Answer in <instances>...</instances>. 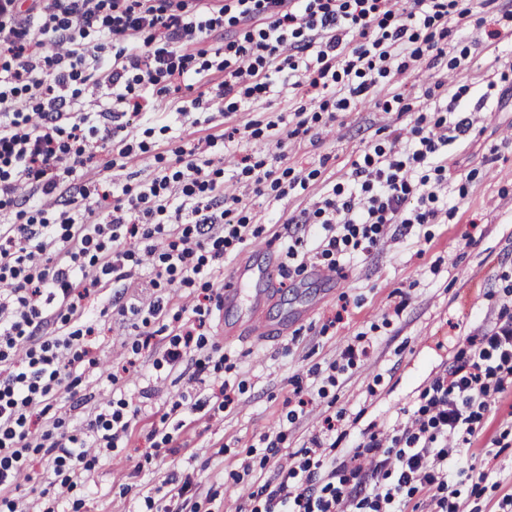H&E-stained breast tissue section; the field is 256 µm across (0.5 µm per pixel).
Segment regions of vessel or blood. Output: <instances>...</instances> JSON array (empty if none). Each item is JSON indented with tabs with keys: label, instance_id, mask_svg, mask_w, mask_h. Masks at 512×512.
Listing matches in <instances>:
<instances>
[{
	"label": "vessel or blood",
	"instance_id": "vessel-or-blood-1",
	"mask_svg": "<svg viewBox=\"0 0 512 512\" xmlns=\"http://www.w3.org/2000/svg\"><path fill=\"white\" fill-rule=\"evenodd\" d=\"M279 264L274 250L259 247L252 251L248 261L236 265L231 276L225 281L222 291V310L237 308L241 302H249L252 311H259L268 293L261 285L269 278L270 272Z\"/></svg>",
	"mask_w": 512,
	"mask_h": 512
}]
</instances>
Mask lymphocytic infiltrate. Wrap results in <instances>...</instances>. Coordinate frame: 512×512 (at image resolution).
Returning a JSON list of instances; mask_svg holds the SVG:
<instances>
[{
    "label": "lymphocytic infiltrate",
    "instance_id": "1",
    "mask_svg": "<svg viewBox=\"0 0 512 512\" xmlns=\"http://www.w3.org/2000/svg\"><path fill=\"white\" fill-rule=\"evenodd\" d=\"M455 0H0V493L52 457L60 485L91 471L98 450L131 436L140 407L104 401L82 434L65 419L38 424L60 392L97 362L91 296L103 282L133 280L151 260L154 288H188L192 306L164 357L180 365L202 349L206 314L221 305L218 273L258 235L241 197L224 193L219 153L232 131L216 128L176 147V160L138 185L114 186L108 170L146 143H123L99 161L118 130L107 118L132 113L145 124L189 108L237 112L281 77L320 109H346L378 90L379 79L446 53ZM224 53L203 44L224 29ZM224 89L184 102L180 91L208 74ZM108 89L107 108L88 112L87 82ZM471 127L455 115L418 116L394 147L354 162L350 184H333L303 211L306 236L291 259L308 254L336 269L352 252L377 249L390 224H433L429 188L444 177L448 147ZM93 206L63 209L66 191ZM512 387V317L469 341L458 363L433 382L407 421L386 437L370 434V469L326 470V417L309 447L277 463L272 480L237 512H406L419 490L430 512H462L455 478L494 474L465 456L483 413Z\"/></svg>",
    "mask_w": 512,
    "mask_h": 512
}]
</instances>
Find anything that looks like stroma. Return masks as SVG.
I'll list each match as a JSON object with an SVG mask.
<instances>
[{"instance_id": "1", "label": "stroma", "mask_w": 512, "mask_h": 512, "mask_svg": "<svg viewBox=\"0 0 512 512\" xmlns=\"http://www.w3.org/2000/svg\"><path fill=\"white\" fill-rule=\"evenodd\" d=\"M470 14L465 36L451 43L446 56L431 66L408 70L382 86L400 85L411 111L386 112L368 98L343 110L329 109L310 122L307 134L289 139L283 149L267 140L238 138L224 146V181L228 193L244 197L259 239L281 254L273 275V298L263 310L269 324L287 323L275 340L245 341L225 336L213 319L207 345L199 357L222 361L221 370L197 372L193 361L178 368L161 365L176 334V314L186 290L169 288L166 313L154 324L152 349L132 354V317L117 314L116 305L137 307L153 299L151 271L140 268L138 287L107 284L98 291L101 334L95 341L97 367L85 369L74 394L54 400L50 416L68 415L81 428L98 402L127 398L141 407L126 446L102 455L83 473L74 492L80 512H159L160 503L145 500L150 488L170 490L191 482L199 503L216 498L223 512H234L238 498L274 476L264 463V435L282 433L281 453L307 446L325 417L339 415L336 447L330 462L344 467L363 435L382 431L402 410L417 408L422 394L458 360L468 338L482 335L512 312V45L486 41V30H512V0H465ZM457 109L472 121L470 131L448 152L447 178L437 188L439 218L433 224L388 226L385 244L354 254L333 278L318 276L321 259L297 270L286 257L288 225L330 185L346 182L351 164L374 146L389 147L396 129L412 125L420 111L445 109L452 94ZM299 102L289 86L276 85L253 100L248 110L225 117V126L282 120L294 127ZM272 159L277 170L308 175L306 190L281 196L258 195L250 181L236 174L243 154ZM370 342L368 357L340 365L350 343ZM134 356L123 386L107 385L113 363ZM228 381L235 402L223 411L184 412L188 431L175 434L166 447L148 439L158 426L157 409H170L182 395L203 398L212 383ZM316 398L296 421L285 417L284 399L295 386ZM512 389L492 402L483 415L470 452L484 460L496 452L497 485L473 492L460 486L470 512H496L512 494ZM56 477L47 464L22 476L12 492L27 512H45L52 504Z\"/></svg>"}]
</instances>
